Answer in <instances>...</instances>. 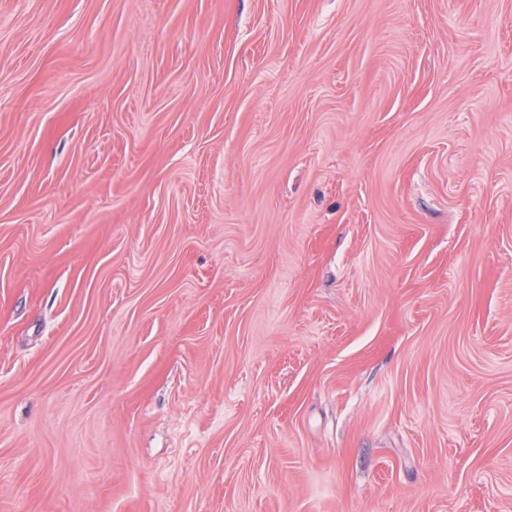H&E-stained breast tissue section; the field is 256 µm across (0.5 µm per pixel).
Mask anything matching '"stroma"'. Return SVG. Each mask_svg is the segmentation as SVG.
Instances as JSON below:
<instances>
[{
  "label": "stroma",
  "mask_w": 512,
  "mask_h": 512,
  "mask_svg": "<svg viewBox=\"0 0 512 512\" xmlns=\"http://www.w3.org/2000/svg\"><path fill=\"white\" fill-rule=\"evenodd\" d=\"M0 512H512V0H0Z\"/></svg>",
  "instance_id": "stroma-1"
}]
</instances>
